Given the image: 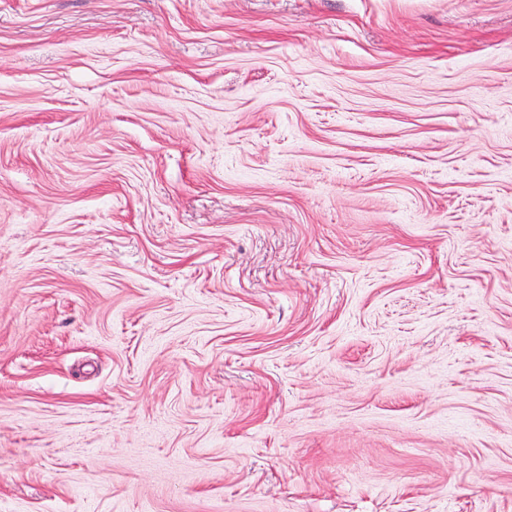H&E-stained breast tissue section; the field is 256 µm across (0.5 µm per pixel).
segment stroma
I'll return each instance as SVG.
<instances>
[{
  "instance_id": "obj_1",
  "label": "stroma",
  "mask_w": 512,
  "mask_h": 512,
  "mask_svg": "<svg viewBox=\"0 0 512 512\" xmlns=\"http://www.w3.org/2000/svg\"><path fill=\"white\" fill-rule=\"evenodd\" d=\"M0 512H512V0H0Z\"/></svg>"
}]
</instances>
